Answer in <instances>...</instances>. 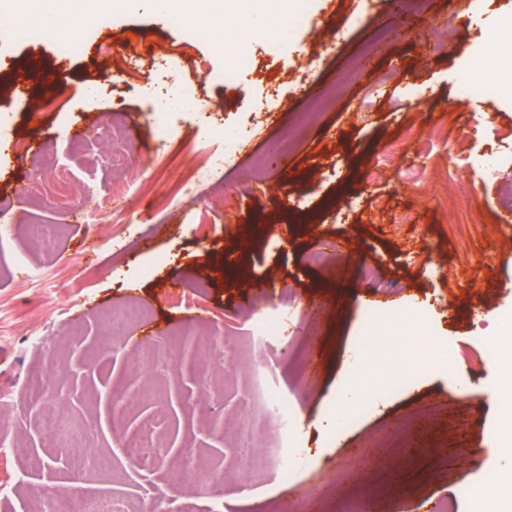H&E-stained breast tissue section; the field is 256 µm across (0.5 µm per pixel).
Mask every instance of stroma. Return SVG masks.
<instances>
[{"instance_id":"1","label":"stroma","mask_w":512,"mask_h":512,"mask_svg":"<svg viewBox=\"0 0 512 512\" xmlns=\"http://www.w3.org/2000/svg\"><path fill=\"white\" fill-rule=\"evenodd\" d=\"M471 11L429 0L408 17L407 35L391 33L368 56L358 44L393 22L383 5L330 51L308 34L289 45L257 37V71L231 90L230 56L214 33L188 38L145 4L61 28L87 45L78 58L50 41L0 36V113L15 140L47 149L40 164L17 153L0 165V200L15 206L0 236V423L17 447L0 453V479L14 485L0 512H44L33 485L50 499L109 495L131 512L158 501L163 512H434L445 498L474 512L473 489L493 473L512 411L492 395L484 347L512 330V223L499 221L512 166L490 180L467 157L512 152L501 137L512 93L463 98L459 76L480 30L504 20L499 44L512 56V0H492L478 26ZM434 26L448 29L446 46L430 43ZM181 85L205 109L156 152L149 106ZM330 85L334 105L289 155L296 178L281 180L273 166L251 181L255 157ZM115 107L124 133L109 142L103 116ZM254 112L268 119L233 165L196 183L201 158L221 149L213 122L241 127ZM133 176L149 193H131L132 212L110 210L113 186ZM31 224L57 225L53 251L29 237ZM134 302L145 322L113 334V310ZM416 307L427 328L411 318ZM369 309L380 317L366 345ZM280 313L283 334L255 342L254 321ZM212 336L227 340L223 354L186 356ZM435 339L448 356L429 355ZM146 347L180 361L130 371ZM455 365L469 394L451 378ZM402 371L415 382L386 395ZM259 380L296 403L303 446L285 462L290 485L276 464H255L281 436L266 422ZM348 385L374 409L345 427L333 410ZM51 407L103 466L78 476L53 454ZM147 426L168 459L143 471L121 441ZM183 448L195 450L199 471L176 469Z\"/></svg>"}]
</instances>
